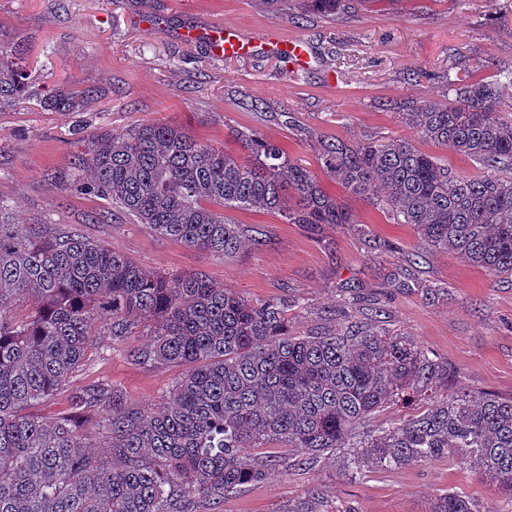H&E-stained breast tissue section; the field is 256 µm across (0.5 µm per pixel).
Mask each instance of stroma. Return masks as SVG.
<instances>
[{"instance_id": "stroma-1", "label": "stroma", "mask_w": 512, "mask_h": 512, "mask_svg": "<svg viewBox=\"0 0 512 512\" xmlns=\"http://www.w3.org/2000/svg\"><path fill=\"white\" fill-rule=\"evenodd\" d=\"M149 14L159 27L144 25ZM217 23L236 28L251 51L217 59L204 41L180 36L185 27ZM271 32L307 39L314 64L298 71L268 51ZM0 43L20 48L41 93L95 92L74 112L48 110L38 97L0 112V196L21 223L77 232L162 272L205 274L248 299L288 298L300 334L333 326L328 308L341 288L356 285L362 308L381 307L387 327L447 361L460 384L512 399V278L489 276L449 252L410 263L411 227L336 183L328 188L355 223L313 232L270 212L233 210L231 219L259 225L266 242L226 260L159 236L72 185L74 161L91 134L142 121L183 126L234 155L242 149L231 131L245 127L317 175L320 137H400L453 173L472 175L473 162L423 140L400 113L446 101L449 75L491 80L512 69V0H358L355 10L329 17L301 0H0ZM181 373L133 364L125 345L104 336L69 384L35 411L56 418L68 411L72 389L97 381L118 385L152 411ZM297 457L289 450L291 467L223 500L199 502L196 512H428L448 491L470 498L477 512H512V501L468 464L441 459L359 478L343 449L305 470L294 467Z\"/></svg>"}]
</instances>
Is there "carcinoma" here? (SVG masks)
<instances>
[{
  "label": "carcinoma",
  "mask_w": 512,
  "mask_h": 512,
  "mask_svg": "<svg viewBox=\"0 0 512 512\" xmlns=\"http://www.w3.org/2000/svg\"><path fill=\"white\" fill-rule=\"evenodd\" d=\"M323 16L347 0H303ZM501 80H448V103L402 113L427 141L474 162L456 176L441 159L403 139L319 140L325 176L367 199L417 236L416 255L450 252L488 275L512 276V113L500 108ZM93 91L42 97L22 58L0 44V110L40 97L50 110L84 106ZM240 156L205 144L176 124L100 129L74 162L91 189L153 233L209 256L231 258L265 243L228 209L279 214L316 231L354 224L345 203L276 142L232 131ZM26 301L25 315L15 305ZM344 288L328 332L288 331L286 298L249 300L203 274L147 269L78 233L21 224L0 198V512H192L193 502L268 478L286 458L248 448H299V466L352 448L350 466L397 469L448 458L472 463L512 495V400L448 391V364L413 338L353 315ZM145 366H184L165 402L147 414L114 384L72 392L70 409L46 421L30 412L85 361L99 336ZM424 400L423 409L361 434L385 408ZM101 416L105 449L81 432ZM430 512H475L455 492Z\"/></svg>",
  "instance_id": "cac0c4a2"
}]
</instances>
